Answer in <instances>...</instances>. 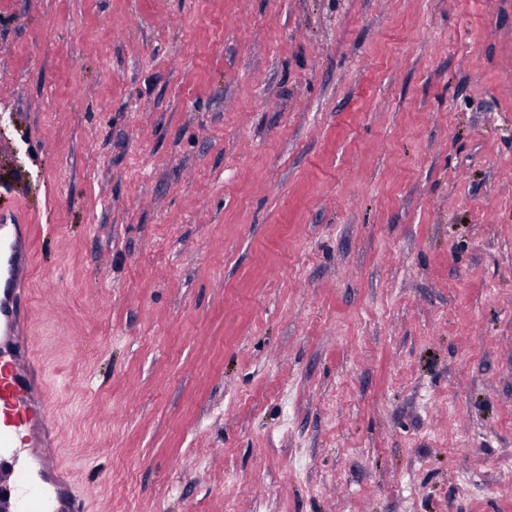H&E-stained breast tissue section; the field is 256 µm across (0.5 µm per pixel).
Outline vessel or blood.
<instances>
[{"label":"vessel or blood","instance_id":"b4317fda","mask_svg":"<svg viewBox=\"0 0 512 512\" xmlns=\"http://www.w3.org/2000/svg\"><path fill=\"white\" fill-rule=\"evenodd\" d=\"M29 237L19 219L0 223V512H85L86 495L58 487L22 452L43 446L51 418L44 368L19 320Z\"/></svg>","mask_w":512,"mask_h":512}]
</instances>
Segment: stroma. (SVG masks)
<instances>
[{
    "label": "stroma",
    "mask_w": 512,
    "mask_h": 512,
    "mask_svg": "<svg viewBox=\"0 0 512 512\" xmlns=\"http://www.w3.org/2000/svg\"><path fill=\"white\" fill-rule=\"evenodd\" d=\"M88 512H512V0H0V215Z\"/></svg>",
    "instance_id": "1"
}]
</instances>
